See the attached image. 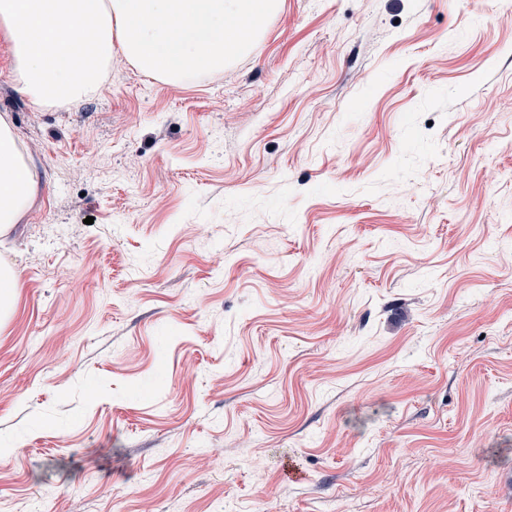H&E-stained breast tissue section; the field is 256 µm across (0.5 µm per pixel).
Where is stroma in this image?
Segmentation results:
<instances>
[{
  "mask_svg": "<svg viewBox=\"0 0 512 512\" xmlns=\"http://www.w3.org/2000/svg\"><path fill=\"white\" fill-rule=\"evenodd\" d=\"M2 112L11 512H512V0H283L67 109L0 38ZM40 181L34 160L20 150L10 116L0 114V234L8 233L27 216ZM19 273L11 264H0V326L8 319L18 294Z\"/></svg>",
  "mask_w": 512,
  "mask_h": 512,
  "instance_id": "1",
  "label": "stroma"
}]
</instances>
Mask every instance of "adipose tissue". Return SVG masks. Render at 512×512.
I'll use <instances>...</instances> for the list:
<instances>
[{"label":"adipose tissue","mask_w":512,"mask_h":512,"mask_svg":"<svg viewBox=\"0 0 512 512\" xmlns=\"http://www.w3.org/2000/svg\"><path fill=\"white\" fill-rule=\"evenodd\" d=\"M281 0H0L19 91L38 106L94 94L122 55L152 78L177 82L250 52ZM40 189L12 120L0 114V234L21 223Z\"/></svg>","instance_id":"obj_1"}]
</instances>
